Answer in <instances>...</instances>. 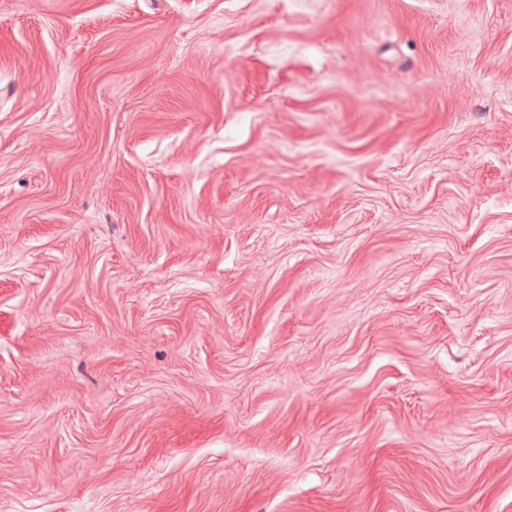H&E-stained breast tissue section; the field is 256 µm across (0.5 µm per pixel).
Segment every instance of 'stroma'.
<instances>
[{
  "label": "stroma",
  "mask_w": 512,
  "mask_h": 512,
  "mask_svg": "<svg viewBox=\"0 0 512 512\" xmlns=\"http://www.w3.org/2000/svg\"><path fill=\"white\" fill-rule=\"evenodd\" d=\"M0 512H512V0H0Z\"/></svg>",
  "instance_id": "1"
}]
</instances>
